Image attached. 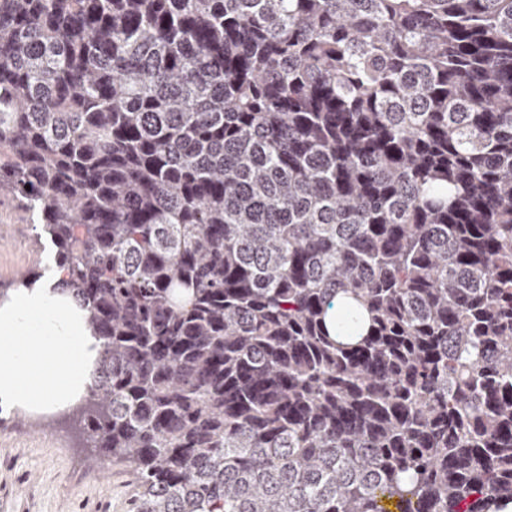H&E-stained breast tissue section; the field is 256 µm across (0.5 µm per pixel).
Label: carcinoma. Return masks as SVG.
Segmentation results:
<instances>
[{
    "mask_svg": "<svg viewBox=\"0 0 512 512\" xmlns=\"http://www.w3.org/2000/svg\"><path fill=\"white\" fill-rule=\"evenodd\" d=\"M0 195L132 512L512 508V0H0Z\"/></svg>",
    "mask_w": 512,
    "mask_h": 512,
    "instance_id": "obj_1",
    "label": "carcinoma"
}]
</instances>
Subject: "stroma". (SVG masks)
Here are the masks:
<instances>
[{
	"label": "stroma",
	"instance_id": "stroma-1",
	"mask_svg": "<svg viewBox=\"0 0 512 512\" xmlns=\"http://www.w3.org/2000/svg\"><path fill=\"white\" fill-rule=\"evenodd\" d=\"M0 281L42 272L52 244L15 201L0 200ZM133 469L93 460L67 427L14 412L0 414V512H130Z\"/></svg>",
	"mask_w": 512,
	"mask_h": 512
}]
</instances>
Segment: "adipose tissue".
Masks as SVG:
<instances>
[{"instance_id": "ef3b65f1", "label": "adipose tissue", "mask_w": 512, "mask_h": 512, "mask_svg": "<svg viewBox=\"0 0 512 512\" xmlns=\"http://www.w3.org/2000/svg\"><path fill=\"white\" fill-rule=\"evenodd\" d=\"M62 277L52 264L32 286L0 296V406L35 418L78 405L100 349Z\"/></svg>"}]
</instances>
